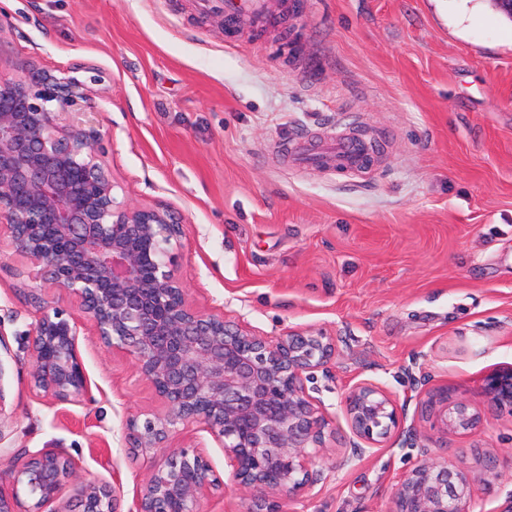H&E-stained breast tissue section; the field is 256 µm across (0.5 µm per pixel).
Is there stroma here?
I'll return each instance as SVG.
<instances>
[{"instance_id":"obj_1","label":"stroma","mask_w":512,"mask_h":512,"mask_svg":"<svg viewBox=\"0 0 512 512\" xmlns=\"http://www.w3.org/2000/svg\"><path fill=\"white\" fill-rule=\"evenodd\" d=\"M269 14L275 26L234 30L197 0H0V77L32 62L103 72L91 101L117 198L182 217L195 307L271 339L335 337L311 391L329 416L364 379L414 396L410 365L477 399L484 373L512 365V21L492 0H270ZM353 130L379 145L364 171L289 160ZM41 302L70 304L0 227V489L52 450L129 512L150 459L122 422L162 405L83 319L84 401L36 395ZM479 448L512 489V412L450 436L446 458L476 474ZM339 458L316 455L323 481L290 512H392L421 452Z\"/></svg>"}]
</instances>
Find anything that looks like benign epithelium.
<instances>
[{
	"instance_id": "1",
	"label": "benign epithelium",
	"mask_w": 512,
	"mask_h": 512,
	"mask_svg": "<svg viewBox=\"0 0 512 512\" xmlns=\"http://www.w3.org/2000/svg\"><path fill=\"white\" fill-rule=\"evenodd\" d=\"M103 79L94 67L57 73L38 64L0 79V223L14 250L37 264L43 283L72 299L70 313L39 307L30 331L31 388L58 404H77L88 393L78 314L106 347L134 358L163 404L159 413L125 421L131 453H153L132 512H201V500L226 485L250 494L247 512H286L321 481L308 449L330 441L342 443L345 465L390 442L421 449L391 512H474L469 474L434 449L448 447L450 434L478 428L489 413L512 412V366L481 377V409L429 374H410L415 409L431 421L432 436L406 424L410 400L361 380L341 401L349 430L341 434L306 386L318 372L329 376L336 340L291 332L273 341L194 307L174 252L184 236L181 217L167 206L118 200L88 106L89 85ZM180 424L220 443L228 480L200 450L168 446ZM481 461L485 490L494 495L490 478L499 457L483 453ZM68 483L77 497L71 512H122L115 490L80 478L75 462L51 451L29 455L11 492L0 490V512H58L45 507ZM21 488L33 500L25 511L18 507Z\"/></svg>"
}]
</instances>
